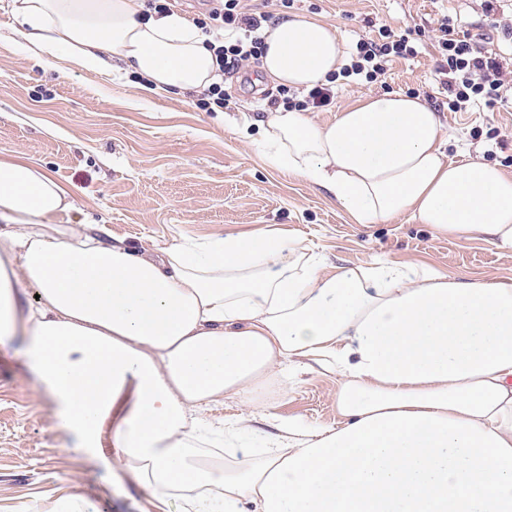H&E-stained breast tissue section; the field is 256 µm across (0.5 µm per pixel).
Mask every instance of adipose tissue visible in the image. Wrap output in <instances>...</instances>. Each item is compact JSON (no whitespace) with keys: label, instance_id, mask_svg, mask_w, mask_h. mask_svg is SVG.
<instances>
[{"label":"adipose tissue","instance_id":"obj_1","mask_svg":"<svg viewBox=\"0 0 512 512\" xmlns=\"http://www.w3.org/2000/svg\"><path fill=\"white\" fill-rule=\"evenodd\" d=\"M142 0H13L44 67L131 72L150 93L209 86L215 57L177 11ZM263 74L292 89L344 64L315 17L267 25ZM275 168L325 188L358 224L401 214L512 250V175L449 161L432 108L370 94L330 123L259 120ZM48 171L0 152V339L21 337L74 450L103 435L127 472L182 512H512V278L463 280L380 258L333 267L282 229L136 251L75 209ZM37 299L24 305L20 293ZM335 375L336 427L283 421L269 454L192 448L221 398L258 402L275 370Z\"/></svg>","mask_w":512,"mask_h":512}]
</instances>
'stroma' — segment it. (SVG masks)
Segmentation results:
<instances>
[{"instance_id":"obj_1","label":"stroma","mask_w":512,"mask_h":512,"mask_svg":"<svg viewBox=\"0 0 512 512\" xmlns=\"http://www.w3.org/2000/svg\"><path fill=\"white\" fill-rule=\"evenodd\" d=\"M10 0H0V150L47 169L73 191L76 209L59 224H102L141 249L178 240L267 226L287 230L335 267L377 257L429 265L461 278L512 277V251L477 238L439 236L402 215L386 224H357L320 186L279 172L236 131L243 119L268 111L274 82L259 65L225 74L231 99L197 108L198 92L149 94L133 74L114 79L65 63L34 64L18 45ZM274 19L313 16L332 25L343 52L380 26L416 32L418 54L396 59L385 78L340 85L332 105L313 113L329 123L368 94L417 92L436 112L454 160L468 156L512 174V104L449 111L433 81L437 21L449 16L500 53L512 71V0L486 15L483 0H250ZM17 342L0 343V512H180L179 500L160 509L151 489L125 473L120 460L104 465L110 446L81 455L65 446L61 420L38 391ZM336 379L317 371L273 373L265 407L220 399L206 412L218 422L238 419L255 432L253 447L276 435L275 420L335 426Z\"/></svg>"}]
</instances>
